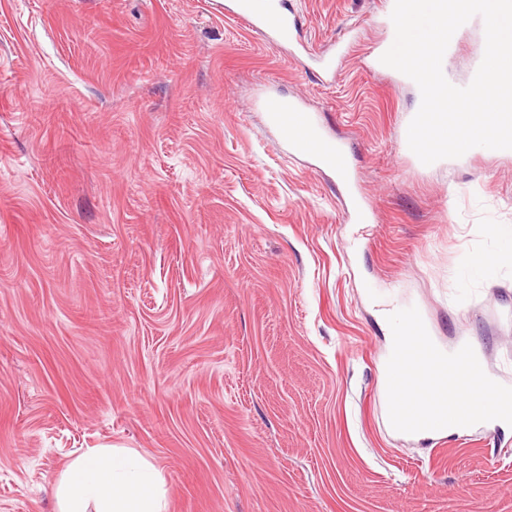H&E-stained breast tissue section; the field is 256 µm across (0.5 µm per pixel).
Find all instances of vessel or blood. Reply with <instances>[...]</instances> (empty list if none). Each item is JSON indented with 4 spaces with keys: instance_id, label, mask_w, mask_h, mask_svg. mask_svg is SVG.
Listing matches in <instances>:
<instances>
[{
    "instance_id": "vessel-or-blood-1",
    "label": "vessel or blood",
    "mask_w": 512,
    "mask_h": 512,
    "mask_svg": "<svg viewBox=\"0 0 512 512\" xmlns=\"http://www.w3.org/2000/svg\"><path fill=\"white\" fill-rule=\"evenodd\" d=\"M393 7L394 0H384L386 35L369 53L368 66L374 71H384L380 58L395 39V28L390 18ZM227 13L231 18L244 22L252 32L287 48L290 56H297L300 47L298 22L282 9L280 0H230ZM350 47V41L340 39L322 52L309 53L313 71L320 80H335ZM259 107L276 130L279 142L287 146L290 154L311 157L319 168L335 176L336 185L346 198L348 220L356 224L374 222V210L361 194L355 178L348 142L329 133L317 113L298 97L270 91L260 98Z\"/></svg>"
}]
</instances>
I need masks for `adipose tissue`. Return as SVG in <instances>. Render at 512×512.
Wrapping results in <instances>:
<instances>
[{"label": "adipose tissue", "instance_id": "adipose-tissue-1", "mask_svg": "<svg viewBox=\"0 0 512 512\" xmlns=\"http://www.w3.org/2000/svg\"><path fill=\"white\" fill-rule=\"evenodd\" d=\"M59 512H166L161 471L133 450L93 448L56 486Z\"/></svg>", "mask_w": 512, "mask_h": 512}]
</instances>
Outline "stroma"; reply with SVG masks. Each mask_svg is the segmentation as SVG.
Masks as SVG:
<instances>
[{
  "instance_id": "1",
  "label": "stroma",
  "mask_w": 512,
  "mask_h": 512,
  "mask_svg": "<svg viewBox=\"0 0 512 512\" xmlns=\"http://www.w3.org/2000/svg\"><path fill=\"white\" fill-rule=\"evenodd\" d=\"M336 81L224 0H0V512H58L91 448L163 473L167 512H512V426L392 431L378 297L417 304L512 378V154L412 166L413 86L366 66L380 0H285ZM485 50L464 28L445 67ZM305 96L348 139L372 224L279 148L257 93ZM493 234L496 248L492 254V262L490 264L478 262V260L471 262L467 269V276L471 279L491 281L498 275L500 261L505 259L511 260L512 226L496 225Z\"/></svg>"
}]
</instances>
